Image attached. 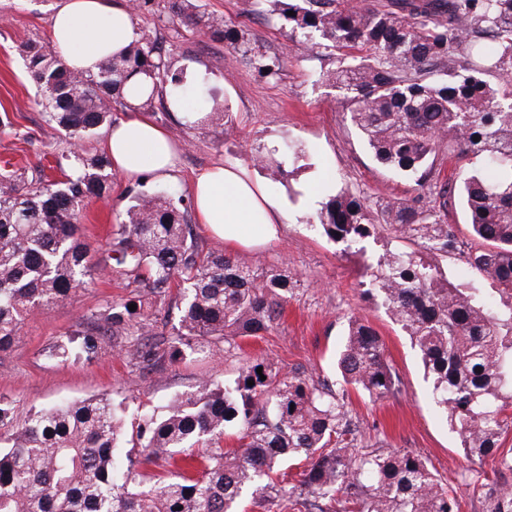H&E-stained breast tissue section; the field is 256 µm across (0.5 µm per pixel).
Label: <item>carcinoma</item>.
<instances>
[{
  "label": "carcinoma",
  "mask_w": 512,
  "mask_h": 512,
  "mask_svg": "<svg viewBox=\"0 0 512 512\" xmlns=\"http://www.w3.org/2000/svg\"><path fill=\"white\" fill-rule=\"evenodd\" d=\"M271 2L306 51L337 52L336 70L319 82L336 90L373 158L420 189L375 211L339 190L318 211L317 229L348 249L361 250L364 240L386 232L436 256L457 253L477 280L495 285L490 293L471 282L454 284L439 267L400 248L386 250L365 270V293L409 337L466 458L498 456L512 465V448H502L512 429V0ZM195 9L192 0L170 4L173 17L224 40L259 74H279L278 58ZM22 54L42 91L47 124L75 142L111 125L112 103H124L128 92L143 98L145 111L167 112L172 103L203 115L194 127L216 120L231 126L220 94L186 69L170 67L146 33L93 75L72 71L37 42ZM443 147L458 164L451 188L435 178ZM292 157L298 152L287 145L282 159L263 155L257 162L282 174ZM56 167L61 178L53 181L40 170L0 175V352L35 309L64 301L98 269L80 231L81 205L109 195L112 163L81 148L57 159ZM454 192L476 238L462 253L456 227L446 220ZM187 212L181 196H132L109 231L105 269L141 279L147 297L106 301L82 318L86 329L62 334L55 354L91 360L110 347L134 367L160 369L276 330L297 275L204 250L191 238ZM164 306L178 311L168 337L155 332V312ZM337 366L332 386L268 357L247 358L233 382H203L172 399L162 416L143 419L138 456L128 466L125 419L112 401L51 406L20 424L0 402V512H239L243 494L265 498L272 490L305 509L321 499L342 504V512H459L453 491L421 456L358 446L348 389L374 401L395 392L383 342L368 321H348ZM229 433L238 447L226 451L221 443ZM196 447L208 449L199 477L138 470ZM300 458L309 466L299 485L280 484L284 464Z\"/></svg>",
  "instance_id": "obj_1"
}]
</instances>
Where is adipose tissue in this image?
<instances>
[{"label": "adipose tissue", "mask_w": 512, "mask_h": 512, "mask_svg": "<svg viewBox=\"0 0 512 512\" xmlns=\"http://www.w3.org/2000/svg\"><path fill=\"white\" fill-rule=\"evenodd\" d=\"M136 37L125 0H59L51 20L53 50L68 67L83 74L97 73ZM104 148L113 170L132 181L147 174L162 179L175 171L174 138L136 110L112 126ZM191 195L200 224L225 245L237 248L276 240L277 226L293 206L287 197L269 194L244 167L222 161L195 177ZM321 199L320 189L315 188L293 207L313 213Z\"/></svg>", "instance_id": "obj_1"}]
</instances>
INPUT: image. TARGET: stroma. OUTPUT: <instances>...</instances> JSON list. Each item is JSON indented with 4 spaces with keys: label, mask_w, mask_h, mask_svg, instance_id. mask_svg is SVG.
Here are the masks:
<instances>
[{
    "label": "stroma",
    "mask_w": 512,
    "mask_h": 512,
    "mask_svg": "<svg viewBox=\"0 0 512 512\" xmlns=\"http://www.w3.org/2000/svg\"><path fill=\"white\" fill-rule=\"evenodd\" d=\"M57 2L0 0V110L15 119L12 130L0 133V162L8 160L31 171L49 168L71 148L45 122L39 91L21 54L26 43H49ZM198 5L201 12L223 17L226 25L242 30L269 56L280 57V75L263 77L233 55L225 42L172 20L170 0H150L148 6L132 9L136 30L156 34L174 66L206 75L227 100L234 128L228 131L214 124L193 129L182 125L174 113H154V120L182 144L179 168L172 178L147 176L139 183L113 174L109 197L90 200L82 212L81 232L94 261L103 259L106 231L136 192L145 187L189 196L193 176L219 160L255 168L274 194L296 196L303 184L319 178L333 189L360 196L374 210L388 200L414 195L413 181L374 161L334 92L320 84V75L338 65L335 51L307 55L287 27L268 19L266 5L254 0H198ZM288 141L302 151L290 164L289 175L277 181L270 170L255 167V155L282 148ZM310 222V216L288 214L278 242L259 250L229 251L241 263L284 266L300 278L277 330L244 342L241 349H220L208 358L191 355L148 373L130 367L123 353L109 348L90 362L54 357L57 339L78 329L82 315L108 298L131 297L143 290L141 282L103 272L66 301L30 317L11 348L0 352V396L9 402L14 422L54 403L107 396L124 402L127 429L132 432L143 414L163 412L177 394L201 380H233L249 356H270L284 369L298 368L332 382L347 320L360 316L382 339L398 384L397 392L376 402L350 392L349 409L363 432L364 446L421 455L453 489L460 512H489L500 490L512 489V470L490 459L468 462L457 433L431 400V383L409 338L390 313L364 293L363 265L389 248L390 239L381 234L367 240L360 257L322 236Z\"/></svg>",
    "instance_id": "stroma-1"
}]
</instances>
